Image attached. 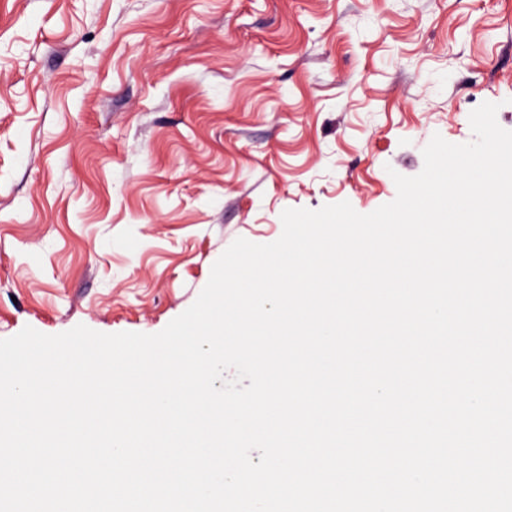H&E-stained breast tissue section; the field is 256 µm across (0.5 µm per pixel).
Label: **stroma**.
I'll list each match as a JSON object with an SVG mask.
<instances>
[{"instance_id":"1","label":"stroma","mask_w":512,"mask_h":512,"mask_svg":"<svg viewBox=\"0 0 512 512\" xmlns=\"http://www.w3.org/2000/svg\"><path fill=\"white\" fill-rule=\"evenodd\" d=\"M484 102L512 131V0H0V339L157 333Z\"/></svg>"}]
</instances>
